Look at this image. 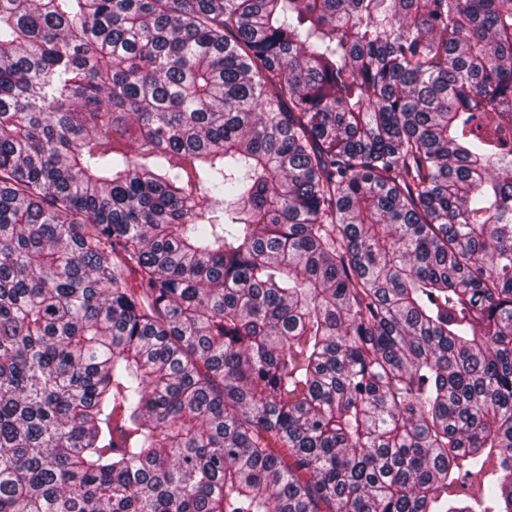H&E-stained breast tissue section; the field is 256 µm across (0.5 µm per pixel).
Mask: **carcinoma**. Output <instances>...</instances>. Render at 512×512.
<instances>
[{"label":"carcinoma","instance_id":"carcinoma-1","mask_svg":"<svg viewBox=\"0 0 512 512\" xmlns=\"http://www.w3.org/2000/svg\"><path fill=\"white\" fill-rule=\"evenodd\" d=\"M0 512H512V0H0Z\"/></svg>","mask_w":512,"mask_h":512}]
</instances>
